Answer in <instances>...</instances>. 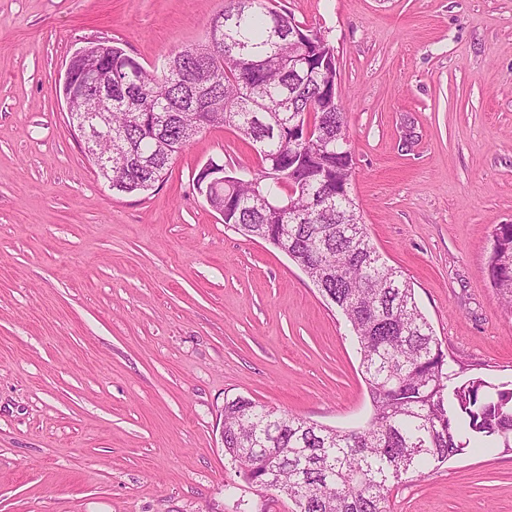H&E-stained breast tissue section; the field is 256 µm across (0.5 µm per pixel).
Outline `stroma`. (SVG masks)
<instances>
[{
	"instance_id": "stroma-1",
	"label": "stroma",
	"mask_w": 512,
	"mask_h": 512,
	"mask_svg": "<svg viewBox=\"0 0 512 512\" xmlns=\"http://www.w3.org/2000/svg\"><path fill=\"white\" fill-rule=\"evenodd\" d=\"M276 4L336 47L374 245L469 374L512 381V311L485 275L512 224V0ZM223 7L0 0V512H292L225 458V400L340 429L371 416L340 311L191 190L207 162L256 164L248 141L211 130L164 182L118 193L63 110L85 42L152 72ZM390 509L512 512V452L452 458Z\"/></svg>"
}]
</instances>
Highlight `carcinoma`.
I'll use <instances>...</instances> for the list:
<instances>
[{
	"instance_id": "obj_1",
	"label": "carcinoma",
	"mask_w": 512,
	"mask_h": 512,
	"mask_svg": "<svg viewBox=\"0 0 512 512\" xmlns=\"http://www.w3.org/2000/svg\"><path fill=\"white\" fill-rule=\"evenodd\" d=\"M273 0H226L211 41L188 45L162 74L112 44V130L122 148L112 189L145 192L199 135L230 127L259 163L214 193L224 223L285 253L336 307L358 344L371 403L364 426L342 430L238 396L224 402V457L246 484L286 497L295 512H389V494L470 448L512 452V382L463 378L417 305L414 288L370 240L353 199L347 112L336 91V47L311 30L296 41ZM314 134L283 130L306 108ZM289 205L269 210L263 198ZM486 276L512 308V224L493 233Z\"/></svg>"
}]
</instances>
